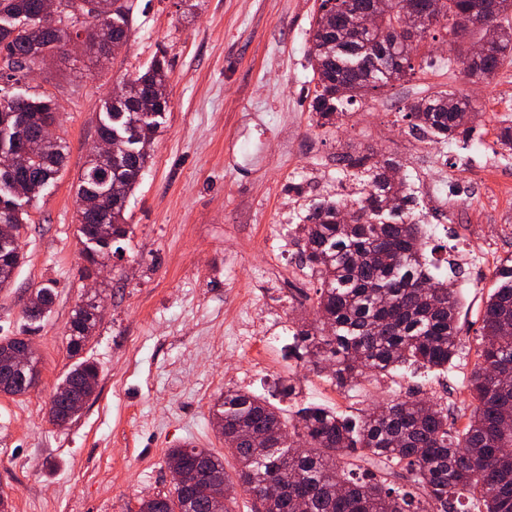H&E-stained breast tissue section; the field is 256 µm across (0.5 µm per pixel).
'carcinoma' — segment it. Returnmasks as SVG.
<instances>
[{"instance_id": "obj_1", "label": "carcinoma", "mask_w": 512, "mask_h": 512, "mask_svg": "<svg viewBox=\"0 0 512 512\" xmlns=\"http://www.w3.org/2000/svg\"><path fill=\"white\" fill-rule=\"evenodd\" d=\"M40 0H0V55L7 57L0 78L20 81L35 64L29 43L37 41L58 56L68 55L79 27L88 32L102 22L111 43L127 42L129 0H66L71 26L57 27L39 15ZM394 0H321L310 28L313 71L312 112L320 127L336 119L357 99L403 80L431 33L404 43ZM498 5L497 40L489 52L466 65L467 74L491 80L512 57V23ZM472 0H442L435 25L454 41L456 19ZM374 14L370 31L348 36L355 14ZM166 56L130 79L121 93L103 103L98 133L125 150L112 156L89 155L76 187L78 232L86 270L109 257L112 243L129 233L127 198L151 159L152 145L169 109ZM0 110V224L27 223L28 212L12 193L14 181L27 183L36 199L56 178L66 155L61 138L26 150L19 120L30 136L56 119L49 95L14 97ZM406 117L413 128L436 138H467L471 102L451 90H437L410 103ZM363 185L348 203L316 207L296 225L302 265L317 282L312 302L317 319L295 334L298 357L319 370L333 366L340 390L369 374L401 366L446 369L462 350L459 293L436 280L418 225L391 222L413 199L390 175L393 164L380 165L369 152L342 156ZM23 254L17 240L0 235V288L10 285ZM498 287L489 295L479 338L477 362L466 380L473 409L458 426L448 410L412 394L397 397L355 418L309 405L285 415L268 398L228 389L212 406V418L224 447L235 457L238 485L255 501L256 512H512V261L497 268ZM55 294L35 289L28 319L47 315ZM96 297L77 305L69 322L67 348L81 355L86 337L100 317ZM98 367L76 362L57 385L49 419L63 425L94 395ZM32 388L29 369L0 376V394L23 395ZM166 463L182 475L171 489L140 502L139 512H232L234 497L224 496L232 481L224 459L207 448H171ZM280 487L262 495L265 484Z\"/></svg>"}]
</instances>
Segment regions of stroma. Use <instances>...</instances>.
<instances>
[{
  "label": "stroma",
  "mask_w": 512,
  "mask_h": 512,
  "mask_svg": "<svg viewBox=\"0 0 512 512\" xmlns=\"http://www.w3.org/2000/svg\"><path fill=\"white\" fill-rule=\"evenodd\" d=\"M318 0H133L127 43L105 62L58 58L0 96L45 93L58 105L68 155L57 183L28 205L24 259L0 289V338L33 343L39 378L27 394H0V493L9 512H139L168 491V449L186 444L237 463L211 423L226 389L258 395L288 380L293 413L321 404L358 413L417 393L470 413L461 388L474 354L428 376L397 372L338 390L290 350L312 320L299 306L312 292L294 243L299 216L314 201L355 199L359 183L342 154L374 153L414 190L435 262L455 257L464 296L459 323L474 346L496 268L512 256V155L496 150L512 117V62L487 83L449 65L444 30L414 56V73L359 98L335 126L319 127L309 29ZM170 63L165 127L152 163L126 208L129 237L98 276H87L77 238L74 186L97 138L102 104L156 56ZM439 89L475 108L470 139L443 142L410 127L406 104ZM47 286L55 303L40 322L28 297ZM98 294L101 319L82 352L97 364L94 398L73 422H49L57 384L74 363L67 349L72 311Z\"/></svg>",
  "instance_id": "stroma-1"
}]
</instances>
